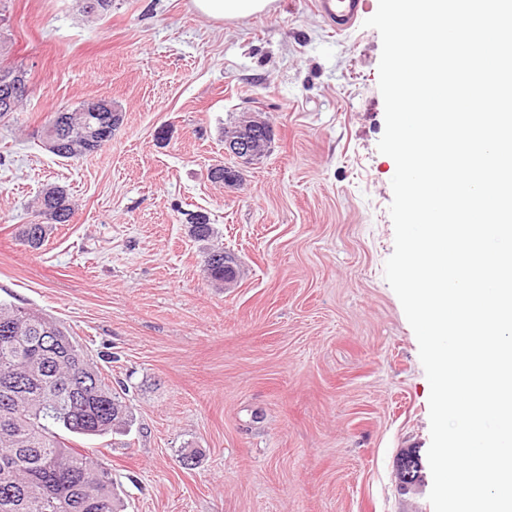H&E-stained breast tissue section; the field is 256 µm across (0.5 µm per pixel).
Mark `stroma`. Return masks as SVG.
<instances>
[{"label":"stroma","mask_w":512,"mask_h":512,"mask_svg":"<svg viewBox=\"0 0 512 512\" xmlns=\"http://www.w3.org/2000/svg\"><path fill=\"white\" fill-rule=\"evenodd\" d=\"M316 0L216 22L189 0H0V63L28 73L0 121V300L59 321L131 408L128 434L78 437L108 465L124 512H433L430 386L384 276L394 161L378 87L381 38L346 35ZM106 98L122 120L96 153L63 159L37 129ZM246 112L268 152L236 163L224 127ZM237 166L239 186L208 177ZM69 223L37 251L17 238L40 193ZM238 264L203 273L191 217ZM201 452L184 465V449Z\"/></svg>","instance_id":"1"}]
</instances>
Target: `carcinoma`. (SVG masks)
<instances>
[{
    "mask_svg": "<svg viewBox=\"0 0 512 512\" xmlns=\"http://www.w3.org/2000/svg\"><path fill=\"white\" fill-rule=\"evenodd\" d=\"M66 145L55 155L79 158L98 151L93 130L119 124L117 112L58 111L51 116ZM37 214L44 224H25L20 241L40 249L54 224L73 214L67 191L45 189ZM198 242L214 236L212 225L195 217L189 225ZM204 270L224 283V250L206 248ZM132 414L86 359L79 342L49 315L0 302V512H123L110 469L62 438L124 433Z\"/></svg>",
    "mask_w": 512,
    "mask_h": 512,
    "instance_id": "carcinoma-1",
    "label": "carcinoma"
}]
</instances>
